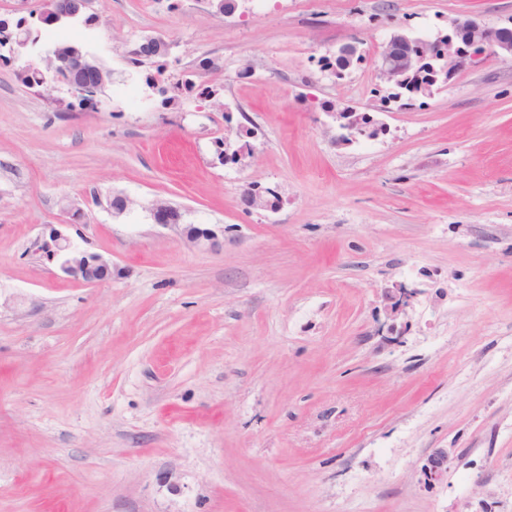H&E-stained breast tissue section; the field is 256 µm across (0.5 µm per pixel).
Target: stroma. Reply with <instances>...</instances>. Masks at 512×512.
I'll use <instances>...</instances> for the list:
<instances>
[{
	"instance_id": "stroma-1",
	"label": "stroma",
	"mask_w": 512,
	"mask_h": 512,
	"mask_svg": "<svg viewBox=\"0 0 512 512\" xmlns=\"http://www.w3.org/2000/svg\"><path fill=\"white\" fill-rule=\"evenodd\" d=\"M95 8L59 35L112 69L100 111L0 60V512H512V59L410 102L371 62L396 29L510 27L512 0ZM148 37L196 92L163 104L127 59ZM353 38L364 60L321 70ZM314 100L384 131L341 142ZM244 127L250 156L220 163ZM252 183L276 211L245 208ZM111 192L121 217L92 200ZM157 199L223 249L152 223ZM51 224L111 280L40 258ZM448 470V452L444 449L435 451L424 467L425 480L428 484L441 483Z\"/></svg>"
}]
</instances>
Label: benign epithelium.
Returning <instances> with one entry per match:
<instances>
[{
  "mask_svg": "<svg viewBox=\"0 0 512 512\" xmlns=\"http://www.w3.org/2000/svg\"><path fill=\"white\" fill-rule=\"evenodd\" d=\"M91 7L92 0H50V8H33L29 16L46 27H62ZM26 26L28 22L25 20L11 24L0 19V49L6 48L12 57H19L26 46L20 39V28ZM359 45L360 41L354 40L336 49V70L345 71L353 65L359 57ZM482 55L491 59L512 58V28L489 27L466 15L454 20L448 33L432 39L399 31L392 33L377 51L374 64L384 83L402 88L416 79L417 94L429 96L436 84L447 81L455 71L475 63ZM112 76V70L98 57L76 49L65 57L55 58L53 65L45 68L43 85L60 83L72 92L77 89L97 92L112 81ZM340 116L346 119L342 128L349 130L351 137L374 134L369 117L355 112H342ZM274 197V190L252 185L244 191L242 199L248 208L272 211L275 209ZM60 209L71 223L83 217V210L67 197L60 200ZM149 214L155 224L182 227V233L195 243L214 250L224 245V229L185 225L184 212L167 201H153ZM37 250L46 260L56 264L66 279L99 284L112 278L111 263L98 254L78 251L71 239L53 226L47 236L37 241ZM447 470L448 452L439 449L424 467L426 482L430 485L442 482Z\"/></svg>",
  "mask_w": 512,
  "mask_h": 512,
  "instance_id": "benign-epithelium-1",
  "label": "benign epithelium"
}]
</instances>
